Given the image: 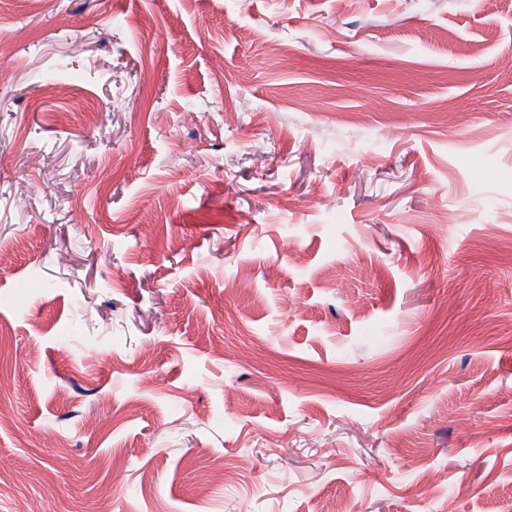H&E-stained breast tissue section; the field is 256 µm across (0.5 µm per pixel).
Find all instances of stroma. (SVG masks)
Wrapping results in <instances>:
<instances>
[{
    "label": "stroma",
    "mask_w": 512,
    "mask_h": 512,
    "mask_svg": "<svg viewBox=\"0 0 512 512\" xmlns=\"http://www.w3.org/2000/svg\"><path fill=\"white\" fill-rule=\"evenodd\" d=\"M1 50L0 512H512V0H0Z\"/></svg>",
    "instance_id": "obj_1"
}]
</instances>
